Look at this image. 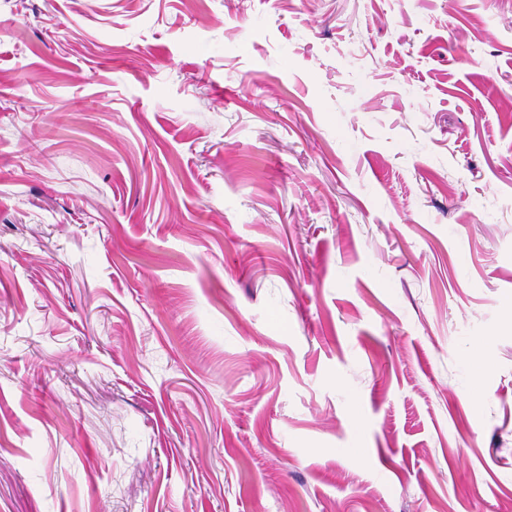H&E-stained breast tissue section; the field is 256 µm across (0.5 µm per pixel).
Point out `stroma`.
I'll list each match as a JSON object with an SVG mask.
<instances>
[{
	"label": "stroma",
	"mask_w": 512,
	"mask_h": 512,
	"mask_svg": "<svg viewBox=\"0 0 512 512\" xmlns=\"http://www.w3.org/2000/svg\"><path fill=\"white\" fill-rule=\"evenodd\" d=\"M512 506V0H0V512Z\"/></svg>",
	"instance_id": "obj_1"
}]
</instances>
